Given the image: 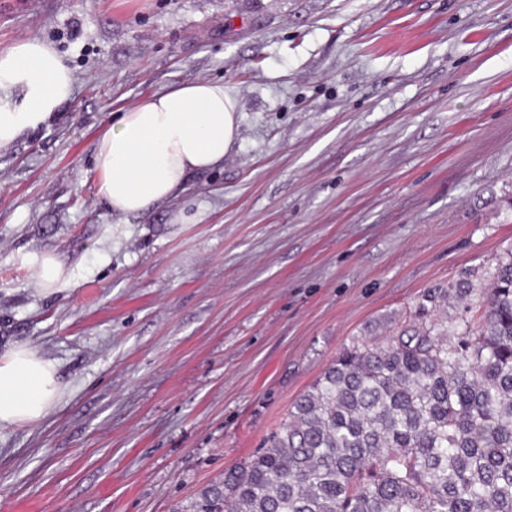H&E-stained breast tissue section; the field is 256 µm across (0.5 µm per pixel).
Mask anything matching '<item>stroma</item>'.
<instances>
[{"label":"stroma","instance_id":"obj_1","mask_svg":"<svg viewBox=\"0 0 512 512\" xmlns=\"http://www.w3.org/2000/svg\"><path fill=\"white\" fill-rule=\"evenodd\" d=\"M32 38L76 82L0 149V350L66 394L0 434V512H175L379 323L474 330L426 297L512 259V0H0V49ZM198 80L238 99L232 154L112 214L100 135ZM31 278L38 285L47 287L43 289H54L48 287L65 284L68 275L62 263L52 253L47 252L35 257Z\"/></svg>","mask_w":512,"mask_h":512}]
</instances>
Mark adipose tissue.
Here are the masks:
<instances>
[{"instance_id":"1","label":"adipose tissue","mask_w":512,"mask_h":512,"mask_svg":"<svg viewBox=\"0 0 512 512\" xmlns=\"http://www.w3.org/2000/svg\"><path fill=\"white\" fill-rule=\"evenodd\" d=\"M74 74L51 46L28 39L0 50V149L44 124L73 92ZM239 135L238 101L223 85L195 81L127 108L101 135L97 194L122 215L172 198L186 179L223 163ZM65 387L38 350L0 352V432L47 419Z\"/></svg>"}]
</instances>
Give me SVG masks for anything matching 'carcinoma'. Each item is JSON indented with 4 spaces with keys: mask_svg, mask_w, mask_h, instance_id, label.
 <instances>
[{
    "mask_svg": "<svg viewBox=\"0 0 512 512\" xmlns=\"http://www.w3.org/2000/svg\"><path fill=\"white\" fill-rule=\"evenodd\" d=\"M474 332L409 323L345 350L180 512H512V260Z\"/></svg>",
    "mask_w": 512,
    "mask_h": 512,
    "instance_id": "obj_1",
    "label": "carcinoma"
}]
</instances>
